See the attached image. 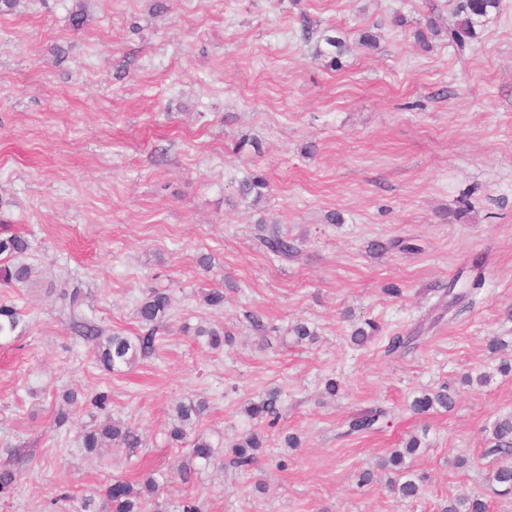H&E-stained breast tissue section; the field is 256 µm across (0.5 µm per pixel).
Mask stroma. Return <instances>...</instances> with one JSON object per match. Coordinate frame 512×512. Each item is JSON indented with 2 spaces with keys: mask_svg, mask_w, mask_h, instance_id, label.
Returning a JSON list of instances; mask_svg holds the SVG:
<instances>
[{
  "mask_svg": "<svg viewBox=\"0 0 512 512\" xmlns=\"http://www.w3.org/2000/svg\"><path fill=\"white\" fill-rule=\"evenodd\" d=\"M153 3L0 13V226L30 241L22 260L40 271L0 286L26 324L0 343V460L31 458L0 512H80L113 479L151 471L202 512H440L474 493L512 512L489 480L493 425L512 414V372L498 370L512 360V0L463 55L447 36L415 38L427 16L454 24L458 0H166L159 15ZM304 15L345 38L339 69L300 39ZM367 30L376 47L360 45ZM253 173L269 182L257 202L238 193ZM261 218L301 241L297 258L259 247ZM477 256L481 286L449 289ZM151 287L172 296L154 354L102 370L74 320L137 335ZM204 288L223 289V308ZM368 320L379 334L354 344ZM206 321L230 334L223 348L195 337ZM300 322L313 338L297 339ZM395 334L411 345L386 354ZM444 387L451 408L410 411ZM273 388L282 418L242 472L229 447L250 427L243 409ZM68 390L78 402L59 427ZM102 392L103 413L90 404ZM200 397L210 466L166 437L173 405ZM376 408L387 425L346 435L348 417ZM105 413L141 446L88 457L76 433ZM412 435L427 479L403 499L380 463Z\"/></svg>",
  "mask_w": 512,
  "mask_h": 512,
  "instance_id": "stroma-1",
  "label": "stroma"
}]
</instances>
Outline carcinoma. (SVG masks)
Returning a JSON list of instances; mask_svg holds the SVG:
<instances>
[{"mask_svg":"<svg viewBox=\"0 0 512 512\" xmlns=\"http://www.w3.org/2000/svg\"><path fill=\"white\" fill-rule=\"evenodd\" d=\"M501 0H461L457 6V20L447 30L448 39L460 50L470 45L477 38V28L483 26L491 14L499 11ZM347 51L345 40L337 35L336 30L329 29L317 40L315 57L330 58L329 66L339 67V58ZM268 188L266 179L260 175H251L239 183L238 192L241 196H252L260 200ZM259 242L270 253L284 258L298 255L299 247L293 239L281 233L278 225L261 223ZM31 248L30 242L17 234L0 235V256H13L26 253ZM32 268L25 264H0V283L5 285L24 284L29 281ZM171 297L166 289L151 288L139 302L137 319L145 332L137 336H126L120 332L109 331L86 318H79L73 323L77 335L93 347L96 361L104 370L112 372L120 368L130 369L139 360L150 356L154 351L155 335L160 324L167 316ZM25 323L20 311L13 305L0 304V338L20 336ZM195 335L207 337L210 347L216 349L224 344V328L198 326ZM452 405V397L448 390L423 393L413 399L412 410L424 414L430 409L440 406L448 408ZM206 410L203 401L190 400L175 405V424L168 433V441L172 445H188L192 457L204 465H211L216 459L215 445L202 433L195 432V427ZM245 415L255 424H265L272 428L280 418V394L271 390L256 400L248 402L244 409ZM385 413L381 410L361 413L346 421L349 435H363L379 429ZM496 446L493 451L507 459L498 466L491 476L492 482L506 487L512 492V416L498 419L494 423ZM81 447L92 453L110 446L136 448L140 438L135 430L121 420L105 417L95 427L84 428L78 433ZM265 436L257 430H248L232 445L233 463L243 469L255 467L260 450L265 447ZM420 447L418 438H410L404 448L393 451L389 458L382 460L381 467H392L396 478L389 481L391 491L403 498H415L420 493L421 477L404 466V458L413 455ZM18 470L10 463L0 464V496L10 495L16 490ZM164 483L152 474L139 479H115L105 491L103 505L95 507V501L88 499L81 504V512H147L146 503L159 496ZM441 512H487L486 503L474 494L456 500L445 506Z\"/></svg>","mask_w":512,"mask_h":512,"instance_id":"obj_1","label":"carcinoma"}]
</instances>
